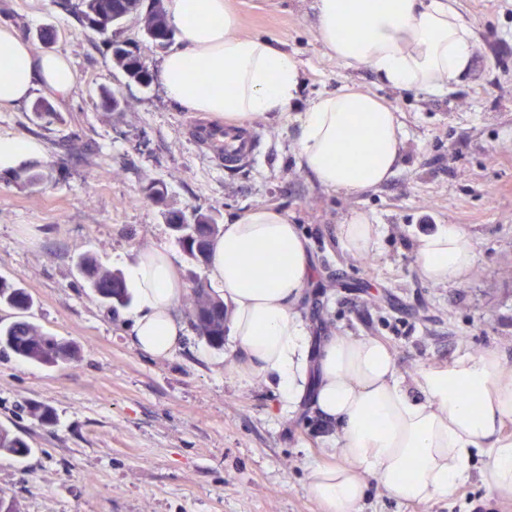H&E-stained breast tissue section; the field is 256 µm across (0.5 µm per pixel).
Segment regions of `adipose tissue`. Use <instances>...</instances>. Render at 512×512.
Instances as JSON below:
<instances>
[{
    "instance_id": "adipose-tissue-1",
    "label": "adipose tissue",
    "mask_w": 512,
    "mask_h": 512,
    "mask_svg": "<svg viewBox=\"0 0 512 512\" xmlns=\"http://www.w3.org/2000/svg\"><path fill=\"white\" fill-rule=\"evenodd\" d=\"M456 0H317L323 45L347 65L371 67L397 88L440 94L471 62L472 28ZM177 47L164 58L167 97L191 112L230 124L275 114L299 128L298 158L331 189L359 193L396 170L404 142L397 112L376 96L350 90L319 95L302 112L298 61L271 40L241 34L227 0H165ZM213 83L202 88L199 72ZM77 77L56 53H38L14 28L0 25V111L25 102L37 87L66 97ZM351 255L372 253L380 225L361 213L341 227ZM417 269L444 284L467 277L476 256L456 225L421 234L413 244ZM254 257L244 266V257ZM137 308L133 346L154 360L171 357L187 325L178 313L186 291L173 258L140 249L127 263ZM207 275L228 309L233 347L241 361L228 372L241 381L263 377L282 410L311 398L335 424L322 438L324 463L307 475L309 497L321 512H356L373 473L397 499L428 502L451 493L476 458L483 480L512 495V371L491 352L447 366L398 376L388 347L372 338L314 339L298 305L313 279L308 241L286 212L257 206L228 218L212 246ZM477 395L476 402L465 392Z\"/></svg>"
}]
</instances>
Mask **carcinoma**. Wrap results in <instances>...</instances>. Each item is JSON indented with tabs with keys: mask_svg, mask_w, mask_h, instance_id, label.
<instances>
[{
	"mask_svg": "<svg viewBox=\"0 0 512 512\" xmlns=\"http://www.w3.org/2000/svg\"><path fill=\"white\" fill-rule=\"evenodd\" d=\"M58 5L77 15L86 28L96 31L100 24L109 28L108 34L103 36V43L111 54L112 64L135 83L139 82L140 73L146 67L145 57L139 48L131 46L126 40H120V25L129 17L139 18L146 41L156 48L166 47L174 36L164 0H76L74 5L58 0ZM32 112L48 123L58 117L55 107L46 99L36 100ZM12 178L17 183L33 184L41 181L43 174L32 166H26L12 170ZM144 194L162 206L166 201L167 188L161 181H152L144 188ZM165 218L173 240L187 263L185 274L193 292L192 308L189 311L191 326L197 337L209 347L222 350L227 327L224 299L214 294L200 280L196 269L208 264L211 241L220 235L223 225L219 224L216 213L196 208L188 215L181 211H169L165 213ZM75 269L85 287L108 308L115 311L131 303L132 297L123 274L102 267L91 254L80 255L75 262ZM0 306L26 312L32 306V297L26 289L0 277ZM2 351L11 353L20 361L47 367L68 364L80 355V349L75 343L48 335L22 318L9 324H0ZM29 413L42 425H51L56 420L55 411L47 405L31 403ZM0 452L22 460L32 454V448L22 435L1 425Z\"/></svg>",
	"mask_w": 512,
	"mask_h": 512,
	"instance_id": "1",
	"label": "carcinoma"
}]
</instances>
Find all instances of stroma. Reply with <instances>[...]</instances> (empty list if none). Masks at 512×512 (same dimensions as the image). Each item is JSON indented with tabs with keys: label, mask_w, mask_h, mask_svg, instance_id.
Segmentation results:
<instances>
[{
	"label": "stroma",
	"mask_w": 512,
	"mask_h": 512,
	"mask_svg": "<svg viewBox=\"0 0 512 512\" xmlns=\"http://www.w3.org/2000/svg\"><path fill=\"white\" fill-rule=\"evenodd\" d=\"M231 4L242 34L275 40L297 59L298 109L347 86L400 112L407 135L397 172L359 194L325 188L298 163L297 125L276 116L251 120L261 154L225 170L191 137L198 114L170 101L160 80L129 82L73 14L54 0H0V23L34 50L43 48L37 29H56L52 50L77 74L52 123L27 102L0 112V139L38 142L41 154L19 162L47 175L33 185L0 181V277L31 295L26 320L80 347L79 360L60 367L0 353V424L32 448L21 462L0 454V491L16 512H320L305 488L309 467L324 459L317 417L282 412L262 378L230 377L232 347L212 349L194 333L171 359L138 352L129 322L77 275L84 253L113 270L141 248L183 263L167 209L224 218L254 206L287 211L313 255L316 278L299 307L312 334L377 339L404 378L484 352L512 370V0H457L473 55L442 95L336 61L316 30V0ZM103 86L120 97L118 111L100 107ZM154 180L167 187L165 206L143 193ZM355 213L385 228L364 258L340 243ZM440 224L459 225L473 242L464 280L437 284L414 265L415 238ZM31 402L51 406L56 423L31 417ZM484 466L477 460L452 494L428 503L397 500L366 476L360 512H512V495L489 490Z\"/></svg>",
	"instance_id": "1"
}]
</instances>
